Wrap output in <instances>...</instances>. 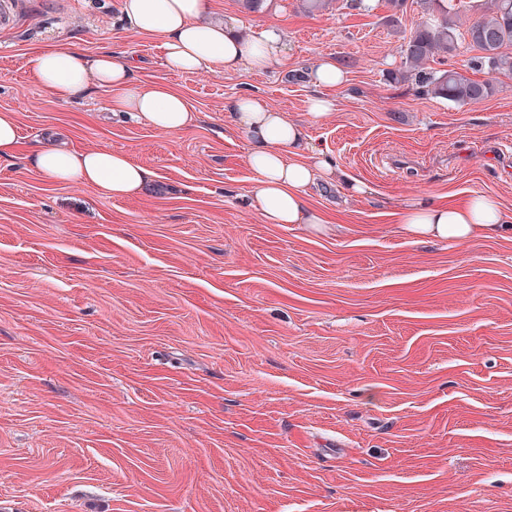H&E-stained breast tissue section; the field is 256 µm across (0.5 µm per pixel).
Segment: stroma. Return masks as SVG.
Wrapping results in <instances>:
<instances>
[{
	"label": "stroma",
	"mask_w": 512,
	"mask_h": 512,
	"mask_svg": "<svg viewBox=\"0 0 512 512\" xmlns=\"http://www.w3.org/2000/svg\"><path fill=\"white\" fill-rule=\"evenodd\" d=\"M276 25L286 70L175 72L120 0H18L0 29V512H512V231L410 243L407 198L483 193L512 211V77L476 104L422 98L388 63L420 15L302 0H210ZM129 55L196 121L167 132L91 87L50 98L34 49ZM341 65L330 112L306 74ZM255 93L370 195L312 192L327 224H266L250 142L227 110ZM121 151L154 188L53 183L34 151ZM18 145L19 134L15 112L0 110V161L14 158Z\"/></svg>",
	"instance_id": "obj_1"
}]
</instances>
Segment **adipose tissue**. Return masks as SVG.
Returning a JSON list of instances; mask_svg holds the SVG:
<instances>
[{
    "instance_id": "1",
    "label": "adipose tissue",
    "mask_w": 512,
    "mask_h": 512,
    "mask_svg": "<svg viewBox=\"0 0 512 512\" xmlns=\"http://www.w3.org/2000/svg\"><path fill=\"white\" fill-rule=\"evenodd\" d=\"M132 28L160 38L168 67L180 71L224 72L282 69L287 65L283 36L274 25L261 24L242 35L232 16L201 22L209 0H122ZM30 72L54 99L68 101L88 92V77L111 91L113 111L124 112L162 131L190 127L194 115L187 99L167 85H139L124 54L108 50L88 55L78 50L45 48L27 59ZM235 128L250 143L248 163L256 175L252 207L267 224L323 222L308 204V191L319 184L340 183L349 196L364 195L365 186L322 159L305 125L273 110L265 99L246 94L229 107ZM31 161L47 179L77 183L112 198L146 193L156 177L127 154L107 149L73 151L55 148L35 152ZM512 228V215L493 199L478 195L461 202L437 203L419 197L405 203L399 230L409 241L471 243Z\"/></svg>"
}]
</instances>
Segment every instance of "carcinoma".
<instances>
[{"label":"carcinoma","mask_w":512,"mask_h":512,"mask_svg":"<svg viewBox=\"0 0 512 512\" xmlns=\"http://www.w3.org/2000/svg\"><path fill=\"white\" fill-rule=\"evenodd\" d=\"M421 18L399 46V64L387 70L390 79L408 83L420 97L446 100L454 105L475 104L490 97L499 77L512 76V0H489L486 9L471 19L466 30L470 45L480 52L472 68L488 75L473 80L454 69H442L457 55V18L467 11V0H415Z\"/></svg>","instance_id":"cac0c4a2"}]
</instances>
